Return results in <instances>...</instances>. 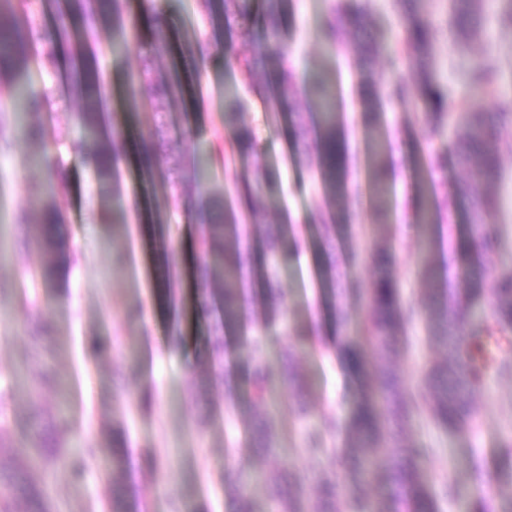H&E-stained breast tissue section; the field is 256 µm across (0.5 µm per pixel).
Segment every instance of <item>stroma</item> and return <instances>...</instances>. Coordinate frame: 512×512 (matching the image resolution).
<instances>
[{
    "instance_id": "stroma-1",
    "label": "stroma",
    "mask_w": 512,
    "mask_h": 512,
    "mask_svg": "<svg viewBox=\"0 0 512 512\" xmlns=\"http://www.w3.org/2000/svg\"><path fill=\"white\" fill-rule=\"evenodd\" d=\"M150 2L155 13L163 15L188 84L184 102L165 115L167 135L179 153L223 132L224 90L234 83L221 54H214L205 70H197L192 44L206 38L239 54L252 53L262 37L265 0H252L247 39L241 38L237 26L211 25L196 0H128L129 13L142 17L141 42L123 55L96 56L98 69L111 84L106 116L111 127L147 132L155 124L153 112L128 111L123 97L126 76L138 66L140 53L151 38L155 13L146 10ZM328 6V0H293L283 27L290 38L292 64L306 85L322 78L341 79L350 104L344 127L346 167L351 180L363 181L368 171L358 106L360 89L367 84L383 85L395 70L413 80L415 64L410 56L402 55L364 65L354 50L323 61L322 31ZM487 47L498 59L502 92L512 94V29L492 20L463 51L455 48L447 34H440L433 49L436 79L458 92L464 64ZM37 82L48 91L40 120L48 131L54 159L68 177L67 191L55 199L64 221L54 232L67 266L61 284L44 287L37 276L43 253L18 232L15 218L30 208L28 188L41 183L45 173L32 161L38 146L25 139L13 140L10 149L0 153V241L8 249L6 258L0 259V308L14 313L10 322H0V390L10 395L0 407V421L22 443L31 424L41 421L44 410L51 408V394H36L31 383H12L2 377L5 371L27 365L34 348L48 350L58 376L70 383L68 417L82 443L97 452L77 478L66 470L33 469L31 481L47 488L56 512H111L116 486L125 490L130 512H232L224 493V474L247 462L263 470L269 464L253 457L249 448L248 426L259 407L246 399L235 405L225 402L223 388L208 381V330L221 281L213 279L203 290L193 280L200 225L192 212L174 206L158 178L142 172L131 154L120 165L122 197L139 201L140 210L128 221L123 242L113 243L109 230L112 208L101 200L102 189L89 158L71 148L76 136L72 117L81 101V88L70 76L69 47L58 50L55 68L43 72ZM241 94L248 103L245 120L258 145L255 160L238 164V175L249 180L255 170H262L269 188L284 199L293 216L289 242L278 260L288 325L262 330V282L250 277L246 308L251 321L247 328L226 335L224 371L235 378L240 390H247L249 367L242 346L246 338L258 334L264 335L270 353L299 351L300 369L310 383L314 417L330 416L339 424L327 439L334 453L321 460L320 469L326 474L336 470V451L346 445L345 425L357 385L313 337L317 328L332 323L325 253L315 240L317 215L325 202L317 174L300 156L291 120L271 111L263 92L245 88ZM383 123L391 144L385 160L396 169L389 183L390 211L381 214L367 201L353 207L345 246L356 249L358 258L348 272L358 287H369L368 251L377 244L387 246L396 258L393 274L404 302L420 311L426 278L418 262L417 228L406 211L409 200L417 196L415 168L430 154L446 150L450 156L441 184L454 191L466 174L451 153L454 129H447L444 140L429 139L415 104L385 108ZM498 149L501 180L495 190L500 204L488 219L495 240L483 259L489 279L512 270V129ZM468 212L467 198L457 195L450 216L434 226L431 267L460 291L471 273L468 258L459 248L468 232ZM172 266L182 273L174 307L163 296L160 277L161 271ZM405 333L407 344L398 365L408 387L417 388L423 373L442 358L443 350L420 314L407 323ZM475 404L478 417L470 435L449 433L428 420L415 424L409 435L430 448L424 464L436 485L455 481L472 498L497 504L512 497V483L504 477L512 468V380H489ZM271 413L282 462L293 470H308L301 448L311 425L297 417L291 390L281 392ZM116 426L128 432L130 461L114 472L108 458Z\"/></svg>"
}]
</instances>
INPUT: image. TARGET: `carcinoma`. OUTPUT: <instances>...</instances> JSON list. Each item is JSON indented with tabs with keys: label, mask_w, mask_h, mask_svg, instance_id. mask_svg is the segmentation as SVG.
I'll use <instances>...</instances> for the list:
<instances>
[{
	"label": "carcinoma",
	"mask_w": 512,
	"mask_h": 512,
	"mask_svg": "<svg viewBox=\"0 0 512 512\" xmlns=\"http://www.w3.org/2000/svg\"><path fill=\"white\" fill-rule=\"evenodd\" d=\"M201 11L216 24L232 18L246 36L250 35V0H198ZM290 0H266L263 14L264 34L257 51L228 59L243 86L251 87L262 73L270 91L271 111L288 110L296 134L303 147L302 157L319 174L323 194L328 199L350 196L341 158L340 134L336 116V92L321 84L317 98L298 102L302 79L288 64L291 55L288 38L282 32V16ZM422 0H395L403 20V39L387 48L375 43L371 54L382 56L409 54L416 63V79L410 84L398 73L393 74L378 95L367 94L363 100L366 116V150L372 161L370 198L385 192L388 170L379 161L386 147L385 132L374 120L382 102L403 106L409 101L419 105L431 135H440L450 122L460 128L457 157L467 174L472 230L464 248L479 259L490 248L491 237L486 220L496 206L487 188L500 174L499 155L493 147L500 133L512 125V96L500 93L501 70L495 55L482 54L466 67L464 91L453 94L434 76V43L440 28L421 9ZM58 15L63 22L40 34L34 29L30 0H0V92L9 99L19 98L28 116L25 137L41 143L40 163L47 171V181L34 186L29 193L33 210L39 212L38 223L30 224L25 216L17 223L24 225V239L42 245L44 261L37 272L45 287L57 278L58 265L54 244L47 236L48 227L61 223V215L53 204L54 197L66 191L67 177L52 159L45 131L34 120L43 94L30 80L32 66L50 68L56 62V51L64 43L76 46L74 67L83 89L82 102L73 115L77 136L74 150L92 154L98 183L112 184L120 192L119 163L127 155L125 132L108 131L105 124V101L102 77L98 69L88 65L87 57L95 49L86 42L89 33L103 28L112 32V49L127 50L138 40V27L129 16L127 0H58ZM487 16L483 0H453L447 20L448 28L458 44L467 46L477 39L485 27ZM367 25V16L360 0H335L323 27L325 55H335L347 47L346 35L359 32ZM169 53V42L162 26L152 31V38L142 55L138 71L126 82V98L134 106L162 112L171 103L184 98L185 87L176 68L156 69L153 61ZM497 98L496 111L479 112L470 102L475 97ZM244 101L233 89L224 96V129L230 134L229 149L224 153V174L234 182L235 190H244L249 197L248 217L261 222L277 209V198L264 188L261 180L239 182L237 163L256 152L251 130L243 123ZM162 130L140 136L143 166L155 165ZM195 146L184 159L186 180L163 178L167 194L180 201L189 187L197 190L196 212L201 215V259L196 267L199 286L212 276L222 278L221 305L210 325L212 378L224 383L228 400L235 399V388L224 375L227 355L224 332L243 328L247 320L242 307L243 278L247 271L261 262L276 260L285 243V226L266 225L260 252L229 250L225 242L238 239L242 218L232 209L228 192L204 191L207 169ZM447 157L441 153L430 156L418 174L420 194L435 188L436 172L444 169ZM448 207V197L432 198L431 208L416 210L414 220L424 236L423 250L433 246L431 227L437 223L439 210ZM348 230L346 217L326 212L317 227V239L325 247L326 265L331 288L339 296L348 292L366 294L368 312L363 335L340 338L338 356L350 375L362 383L347 426L344 468L328 474L311 493L303 482L283 465L260 475L240 467L238 482L224 486L232 496L235 512H438V497L433 477L423 465L422 457L432 449L419 443L405 442L401 436L406 428L425 414L438 427L450 432L465 433L477 419L474 400L486 379L512 378V274L501 273L491 288L494 296L489 311L477 307L484 291L481 274L471 280V288L455 298L433 278L428 279L425 306L430 327L441 343L445 356L425 376L424 386L417 393L406 390L405 380L394 365L400 347L405 343V323L416 310L402 300L401 291L392 276L393 256L386 248L369 252L373 279L369 288H350V279L336 273V234ZM262 285L266 296L263 324H277L286 306L279 278L263 272ZM251 373V397L265 404L287 386L299 398L300 417L309 415L305 398L309 383L300 372L295 352L280 355L279 364L270 359L265 338L253 336L244 344ZM40 369L34 379L40 387L59 392L61 382L45 367L47 361L37 355ZM338 428L335 419L326 417L321 427L305 440L304 453L317 460L334 452L325 447V438ZM253 452L258 456L279 459L277 431L273 417L258 419L253 428ZM128 453L127 431L112 429V468L122 467ZM94 449L79 447L72 428L58 414L51 422L34 431L30 445L17 444L10 431L0 425V512H52L53 505L44 490L28 478L29 463L38 460L52 468L72 471L81 456H93ZM260 480L273 486L263 506L244 492V488ZM443 495L457 499L476 512H512V499L500 508L487 506L484 500L470 501L458 496L453 483L443 486Z\"/></svg>",
	"instance_id": "carcinoma-1"
}]
</instances>
